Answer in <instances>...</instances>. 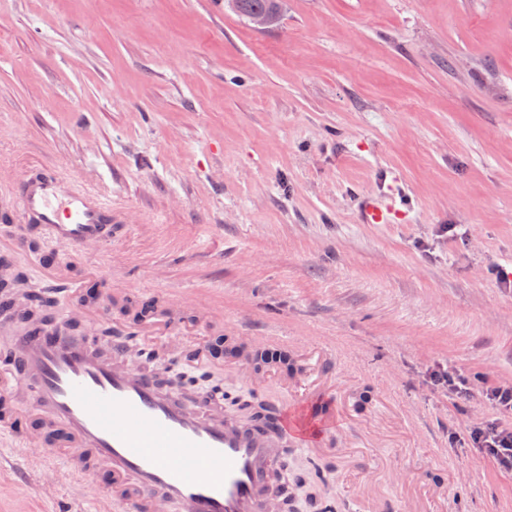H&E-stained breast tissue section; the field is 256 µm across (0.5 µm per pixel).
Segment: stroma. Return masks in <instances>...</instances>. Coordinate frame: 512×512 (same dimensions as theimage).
I'll list each match as a JSON object with an SVG mask.
<instances>
[{
  "label": "stroma",
  "mask_w": 512,
  "mask_h": 512,
  "mask_svg": "<svg viewBox=\"0 0 512 512\" xmlns=\"http://www.w3.org/2000/svg\"><path fill=\"white\" fill-rule=\"evenodd\" d=\"M0 124V161L92 174L137 215L74 252L1 187L0 242L27 240L11 270L29 287L47 254L104 305L198 290L213 311L185 321L202 344L277 336L293 371L334 386L341 446L283 455L298 512H512V474L451 439L494 417L487 386L512 382V288L496 277L512 269V0H283L264 29L227 0H0ZM369 203L389 222L367 223ZM49 314L126 340L165 379L222 388L239 420L283 397L157 356L119 311L92 327L62 294ZM448 364L470 398L431 383ZM0 456L27 471L0 470V512H121L64 455L7 440Z\"/></svg>",
  "instance_id": "1"
}]
</instances>
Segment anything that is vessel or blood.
I'll list each match as a JSON object with an SVG mask.
<instances>
[{
	"label": "vessel or blood",
	"mask_w": 512,
	"mask_h": 512,
	"mask_svg": "<svg viewBox=\"0 0 512 512\" xmlns=\"http://www.w3.org/2000/svg\"><path fill=\"white\" fill-rule=\"evenodd\" d=\"M14 190L19 217L45 228L57 245L93 251L127 221L88 178L38 163L0 162V185ZM161 354L208 359L193 331ZM115 364L90 338L59 322H32L14 332L0 356V401L26 394L33 409L16 441L45 457L64 451L80 477L99 476L125 512H276L274 473L293 445L314 454L336 446L335 418L309 421L308 384L290 381L288 397L249 426L225 417L219 395L184 400L134 368L128 345L116 342Z\"/></svg>",
	"instance_id": "obj_1"
}]
</instances>
